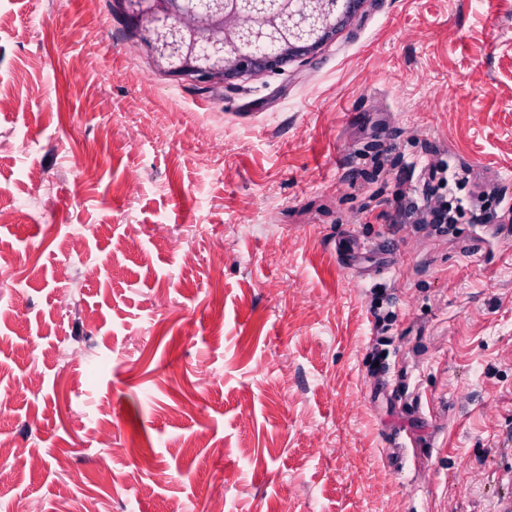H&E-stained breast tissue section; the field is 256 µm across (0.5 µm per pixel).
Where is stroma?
Listing matches in <instances>:
<instances>
[{"label":"stroma","mask_w":512,"mask_h":512,"mask_svg":"<svg viewBox=\"0 0 512 512\" xmlns=\"http://www.w3.org/2000/svg\"><path fill=\"white\" fill-rule=\"evenodd\" d=\"M0 15V512L512 500V0H364L208 88L115 0Z\"/></svg>","instance_id":"stroma-1"}]
</instances>
